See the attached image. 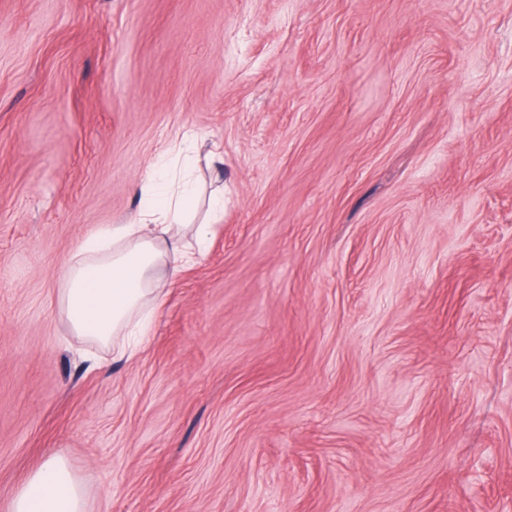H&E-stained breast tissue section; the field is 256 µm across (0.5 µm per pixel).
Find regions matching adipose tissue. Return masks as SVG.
Listing matches in <instances>:
<instances>
[{
    "label": "adipose tissue",
    "mask_w": 512,
    "mask_h": 512,
    "mask_svg": "<svg viewBox=\"0 0 512 512\" xmlns=\"http://www.w3.org/2000/svg\"><path fill=\"white\" fill-rule=\"evenodd\" d=\"M141 205L127 224L103 225L82 244L64 272L60 306L72 329L109 342L129 332L147 337L148 315L164 298L160 268L170 276L204 255L210 225L195 223L197 190L187 181L148 174ZM83 489L63 458L46 461L25 482L11 512H83Z\"/></svg>",
    "instance_id": "obj_1"
}]
</instances>
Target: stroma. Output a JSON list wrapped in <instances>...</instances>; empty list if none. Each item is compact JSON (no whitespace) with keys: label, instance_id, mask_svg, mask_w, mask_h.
Listing matches in <instances>:
<instances>
[{"label":"stroma","instance_id":"1","mask_svg":"<svg viewBox=\"0 0 512 512\" xmlns=\"http://www.w3.org/2000/svg\"><path fill=\"white\" fill-rule=\"evenodd\" d=\"M224 216L115 358L62 274L174 136ZM512 512V0H0V512ZM83 489L63 458L46 461L15 497L12 512H83Z\"/></svg>","mask_w":512,"mask_h":512}]
</instances>
